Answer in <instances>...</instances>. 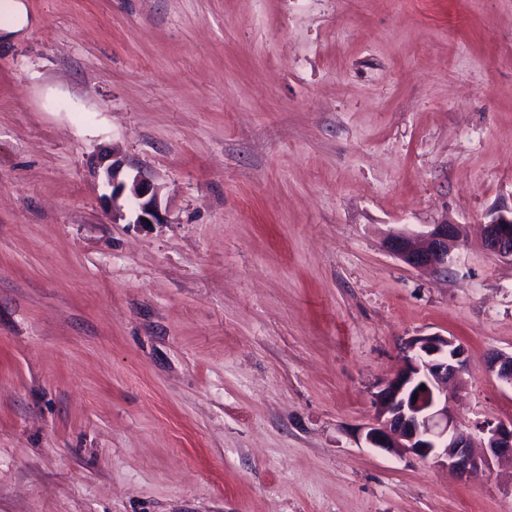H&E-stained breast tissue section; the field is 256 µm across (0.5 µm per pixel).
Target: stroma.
<instances>
[{
  "instance_id": "obj_1",
  "label": "stroma",
  "mask_w": 512,
  "mask_h": 512,
  "mask_svg": "<svg viewBox=\"0 0 512 512\" xmlns=\"http://www.w3.org/2000/svg\"><path fill=\"white\" fill-rule=\"evenodd\" d=\"M0 32V512H512L366 447L406 342L512 422V0H23ZM142 176L153 224L112 186ZM456 225L447 269L388 232ZM22 0H4L0 12L9 16V22L3 25V32L16 33L21 31L28 22L26 8ZM484 247L490 254L512 260V209L510 215L498 214L487 223ZM489 369L501 384L512 388V355L495 352L489 359Z\"/></svg>"
}]
</instances>
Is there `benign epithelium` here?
<instances>
[{"mask_svg":"<svg viewBox=\"0 0 512 512\" xmlns=\"http://www.w3.org/2000/svg\"><path fill=\"white\" fill-rule=\"evenodd\" d=\"M130 191L137 215L135 223L157 220L158 199L153 186L141 176L118 191ZM456 238L453 224H435L427 232H397L386 248L414 268L445 267ZM486 251L512 259V214H498L485 228ZM464 348L442 335L418 336L407 344L401 366L374 396V417L363 428L362 441L370 448L393 454L408 453L433 459L460 479L476 477L491 459L512 458V423L488 424L484 455L472 454L469 434L448 414L443 386L465 370ZM489 369L501 384L512 388V355L495 352ZM426 390H420V386Z\"/></svg>","mask_w":512,"mask_h":512,"instance_id":"obj_1","label":"benign epithelium"}]
</instances>
